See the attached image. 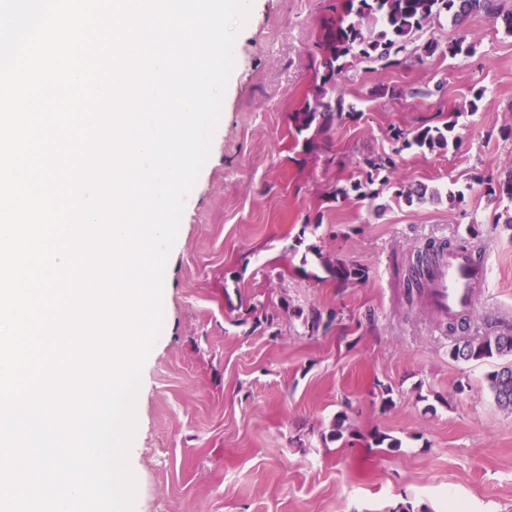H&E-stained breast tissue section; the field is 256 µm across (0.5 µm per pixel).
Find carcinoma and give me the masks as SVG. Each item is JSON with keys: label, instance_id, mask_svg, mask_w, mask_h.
Instances as JSON below:
<instances>
[{"label": "carcinoma", "instance_id": "1", "mask_svg": "<svg viewBox=\"0 0 512 512\" xmlns=\"http://www.w3.org/2000/svg\"><path fill=\"white\" fill-rule=\"evenodd\" d=\"M334 15L325 23L319 42L322 85L311 100L293 115L299 131L329 129L334 122L353 116V107L344 97L334 96L328 85L344 70L346 59L390 68L410 59L408 46L443 16L458 23L473 13H482L495 23H502L512 33V0H341L333 6ZM453 123L444 126L421 125L409 133H398L397 151L417 147L428 151L448 147V131ZM488 195L495 200L512 202V169L488 183ZM428 188L422 185L396 183V195L411 201L426 198ZM340 281L359 280L365 271L338 261L328 265ZM449 355L455 360L485 361L495 357H512V335L487 336L482 340L454 345ZM485 384L496 404L512 410V364L491 371Z\"/></svg>", "mask_w": 512, "mask_h": 512}]
</instances>
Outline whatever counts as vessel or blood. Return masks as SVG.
Here are the masks:
<instances>
[{
    "label": "vessel or blood",
    "mask_w": 512,
    "mask_h": 512,
    "mask_svg": "<svg viewBox=\"0 0 512 512\" xmlns=\"http://www.w3.org/2000/svg\"><path fill=\"white\" fill-rule=\"evenodd\" d=\"M488 278L486 253L456 247L438 255L423 281L422 291L428 307L453 322L472 313L475 291L486 287Z\"/></svg>",
    "instance_id": "obj_1"
}]
</instances>
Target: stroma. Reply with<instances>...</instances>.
I'll return each mask as SVG.
<instances>
[{
  "label": "stroma",
  "instance_id": "35a3bbf8",
  "mask_svg": "<svg viewBox=\"0 0 512 512\" xmlns=\"http://www.w3.org/2000/svg\"><path fill=\"white\" fill-rule=\"evenodd\" d=\"M332 2L252 0L237 34L165 267L162 343L140 368L134 512H512V412L484 384L501 362L449 354L512 333V230L484 187L512 169V34L481 14L444 18L401 66L349 61L336 91L356 112L314 136L292 116L321 82ZM461 27L474 50L453 56ZM449 121L447 149L398 150L397 131ZM378 155L395 160L390 187L353 191ZM398 181L440 195L410 203ZM432 240L489 257L465 329L408 291ZM337 260L365 277L337 281L325 267ZM317 311L335 313L329 329Z\"/></svg>",
  "mask_w": 512,
  "mask_h": 512
}]
</instances>
